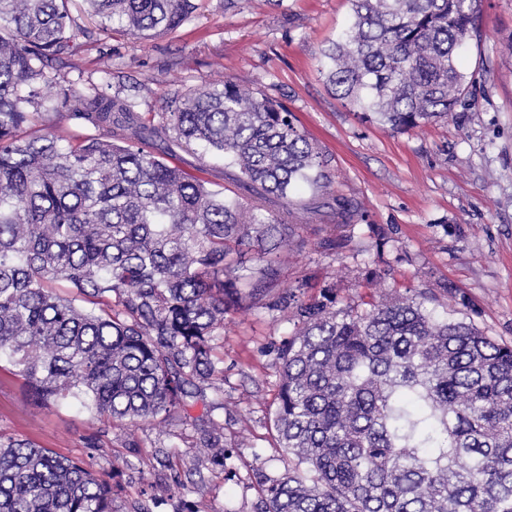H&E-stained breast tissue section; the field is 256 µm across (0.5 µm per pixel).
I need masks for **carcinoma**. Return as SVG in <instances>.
I'll use <instances>...</instances> for the list:
<instances>
[{"instance_id": "obj_1", "label": "carcinoma", "mask_w": 512, "mask_h": 512, "mask_svg": "<svg viewBox=\"0 0 512 512\" xmlns=\"http://www.w3.org/2000/svg\"><path fill=\"white\" fill-rule=\"evenodd\" d=\"M72 0H0V358L38 404L100 422L166 419L223 370L214 336L244 300L289 310L274 441L288 466L254 469L257 512H512V345L488 336L446 282L342 302L336 282L277 295L280 253L318 222L356 223L327 190L328 160L272 99L230 80L188 89L157 122L99 90L41 94L45 62L77 48ZM136 41L181 26L195 0H84ZM321 49L333 93L392 130L448 118L472 77L459 50L483 0H350ZM80 107L64 111L70 99ZM58 121L94 130L65 138ZM219 156L242 198L154 153ZM250 250L266 261L253 272ZM66 283L71 297L56 293ZM0 512H113L82 462L0 436Z\"/></svg>"}]
</instances>
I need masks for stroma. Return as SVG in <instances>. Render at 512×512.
<instances>
[{
	"instance_id": "1",
	"label": "stroma",
	"mask_w": 512,
	"mask_h": 512,
	"mask_svg": "<svg viewBox=\"0 0 512 512\" xmlns=\"http://www.w3.org/2000/svg\"><path fill=\"white\" fill-rule=\"evenodd\" d=\"M70 11L86 36L75 55L48 70L66 75L74 89L111 85L156 118L176 93L228 79L273 98L328 154L332 188L355 203L360 219L337 230L344 245L333 253L318 248L316 225L300 229L304 243L289 251L276 291L332 279L341 298L355 300L366 292V274L384 268L389 289L445 280L487 335L512 344V55L504 50L512 42V0H484L479 34L462 54L475 82L448 119L398 132L362 121L321 72L320 50L347 25L349 0H250L241 10L202 0L180 27L140 42L103 29L76 2ZM103 55L108 76L99 70ZM159 155L201 180L239 189L223 162L179 149ZM377 231L388 239L380 249ZM404 252L408 260L398 261ZM292 330L288 313L258 303L229 311L216 337L223 379L206 392L212 411L198 406L191 419L162 423L116 426L74 405L36 404L15 368L1 361L0 435L82 460L111 481L117 512L138 504L152 512H254L253 467L276 478L288 464L271 426L278 349ZM207 412L221 426L222 464L200 448Z\"/></svg>"
}]
</instances>
